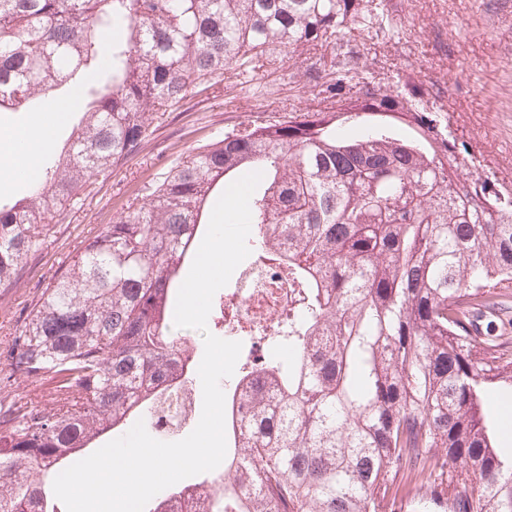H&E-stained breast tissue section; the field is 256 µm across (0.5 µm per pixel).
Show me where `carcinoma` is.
<instances>
[{"label": "carcinoma", "mask_w": 512, "mask_h": 512, "mask_svg": "<svg viewBox=\"0 0 512 512\" xmlns=\"http://www.w3.org/2000/svg\"><path fill=\"white\" fill-rule=\"evenodd\" d=\"M373 2L0 0V112L63 86L87 97L61 151L0 198L3 287L192 89L288 59L317 100L181 158L51 277L7 345V380L40 397L0 401V512H55V477L194 363L174 326L180 274L217 188L254 171L248 246L278 250L297 290L288 365L243 374L232 452L190 510L402 512L407 487L430 512H512V453L487 406L512 391V332L481 327L512 298V190L451 183L471 152L416 84L351 83L365 53L347 34L384 20ZM361 114L372 126L346 130Z\"/></svg>", "instance_id": "carcinoma-1"}]
</instances>
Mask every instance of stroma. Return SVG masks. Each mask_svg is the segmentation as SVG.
<instances>
[{"label": "stroma", "mask_w": 512, "mask_h": 512, "mask_svg": "<svg viewBox=\"0 0 512 512\" xmlns=\"http://www.w3.org/2000/svg\"><path fill=\"white\" fill-rule=\"evenodd\" d=\"M387 8L392 29L374 25L361 32L372 76L394 87L414 75L427 89L422 106H442L453 134L484 155L497 178L512 179V13L498 0H389ZM310 103L288 63L268 60L254 72L224 76L211 90L191 93L134 156L98 178L91 194L52 225L44 252L16 281L0 287V343L6 327L27 319L50 277L67 267L84 240L127 204L140 202L144 185L161 180L214 136Z\"/></svg>", "instance_id": "obj_1"}]
</instances>
